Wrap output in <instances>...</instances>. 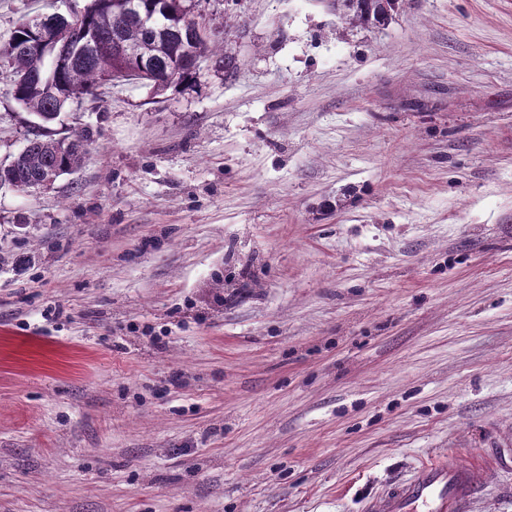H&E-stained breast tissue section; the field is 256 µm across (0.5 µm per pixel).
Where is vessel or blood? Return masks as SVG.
<instances>
[{
	"label": "vessel or blood",
	"instance_id": "obj_1",
	"mask_svg": "<svg viewBox=\"0 0 512 512\" xmlns=\"http://www.w3.org/2000/svg\"><path fill=\"white\" fill-rule=\"evenodd\" d=\"M484 461L441 460L419 467L387 494L373 499L369 512H465L486 477Z\"/></svg>",
	"mask_w": 512,
	"mask_h": 512
}]
</instances>
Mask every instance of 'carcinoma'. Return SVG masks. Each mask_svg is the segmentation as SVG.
Segmentation results:
<instances>
[{"instance_id": "cac0c4a2", "label": "carcinoma", "mask_w": 512, "mask_h": 512, "mask_svg": "<svg viewBox=\"0 0 512 512\" xmlns=\"http://www.w3.org/2000/svg\"><path fill=\"white\" fill-rule=\"evenodd\" d=\"M152 19L145 26L125 15L126 2ZM186 0H92L80 14L53 22L56 37L73 50L71 62L58 65L50 51L31 46L41 19L18 23L9 40L0 45V61L8 63L12 80L8 94L41 121L43 130L27 139L17 163L0 164V187L27 190L42 184L46 175L60 177L78 168L85 154L89 132L70 128L64 134L49 124L70 106L124 72L161 92L173 84L196 77L193 62L213 50L207 37L189 36L192 23L183 9ZM402 0H332L341 22L352 28L386 25ZM123 42L120 55L112 43Z\"/></svg>"}]
</instances>
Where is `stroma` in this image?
I'll use <instances>...</instances> for the list:
<instances>
[{"instance_id": "35a3bbf8", "label": "stroma", "mask_w": 512, "mask_h": 512, "mask_svg": "<svg viewBox=\"0 0 512 512\" xmlns=\"http://www.w3.org/2000/svg\"><path fill=\"white\" fill-rule=\"evenodd\" d=\"M88 4L0 0V44ZM201 8L197 79L104 87L80 167L0 187V512H366L448 457L512 512V0ZM402 0H333L341 22L352 28L386 25Z\"/></svg>"}]
</instances>
